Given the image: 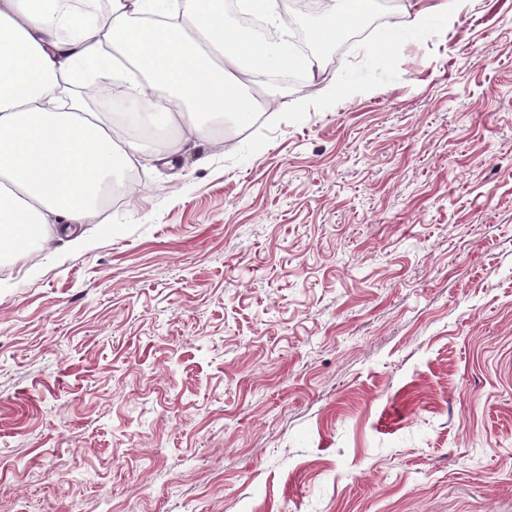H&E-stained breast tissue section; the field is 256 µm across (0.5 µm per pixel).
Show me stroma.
<instances>
[{"label": "stroma", "mask_w": 512, "mask_h": 512, "mask_svg": "<svg viewBox=\"0 0 512 512\" xmlns=\"http://www.w3.org/2000/svg\"><path fill=\"white\" fill-rule=\"evenodd\" d=\"M435 2L0 273V512H512V0Z\"/></svg>", "instance_id": "obj_1"}]
</instances>
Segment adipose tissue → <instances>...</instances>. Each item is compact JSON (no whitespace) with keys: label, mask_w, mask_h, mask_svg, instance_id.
Masks as SVG:
<instances>
[{"label":"adipose tissue","mask_w":512,"mask_h":512,"mask_svg":"<svg viewBox=\"0 0 512 512\" xmlns=\"http://www.w3.org/2000/svg\"><path fill=\"white\" fill-rule=\"evenodd\" d=\"M0 0V259L26 258L55 232L84 245L79 230L98 224L102 189L143 149L160 157L175 150L169 137L151 146L118 138L108 112L87 110L67 93L93 71L103 46L144 77L129 109L134 122L174 121L175 101L197 115L188 139L210 137L209 121L225 112L259 110L263 92L242 95L254 62L315 71L284 45L224 21V0Z\"/></svg>","instance_id":"1"}]
</instances>
